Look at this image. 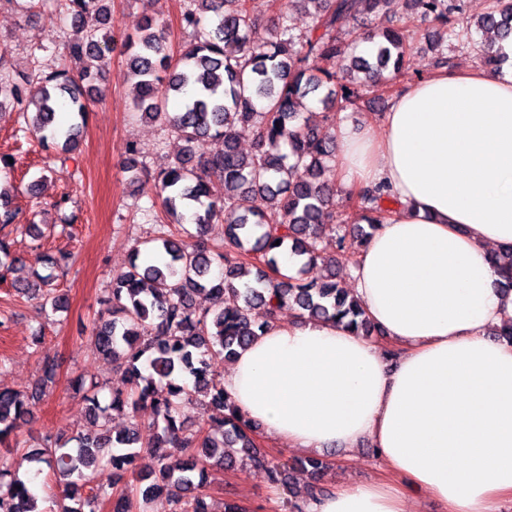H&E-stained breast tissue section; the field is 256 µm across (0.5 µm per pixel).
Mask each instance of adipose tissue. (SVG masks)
<instances>
[{
  "instance_id": "obj_1",
  "label": "adipose tissue",
  "mask_w": 512,
  "mask_h": 512,
  "mask_svg": "<svg viewBox=\"0 0 512 512\" xmlns=\"http://www.w3.org/2000/svg\"><path fill=\"white\" fill-rule=\"evenodd\" d=\"M341 187L387 186L352 272L368 317L400 349L340 324H272L224 374L240 414L288 448L370 443L396 486L341 487L308 512H499L512 499V319L491 261L512 243V72H438L394 100L380 131L331 129Z\"/></svg>"
}]
</instances>
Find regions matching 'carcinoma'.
<instances>
[{
	"label": "carcinoma",
	"instance_id": "cac0c4a2",
	"mask_svg": "<svg viewBox=\"0 0 512 512\" xmlns=\"http://www.w3.org/2000/svg\"><path fill=\"white\" fill-rule=\"evenodd\" d=\"M59 3L71 15L76 39L70 55L79 64V79L70 71L52 69L32 90L9 74L6 52L0 53V108H18L26 129L60 147L64 156L80 144V133L93 102L92 92L105 74L115 50L107 24L109 0H38ZM314 7L307 30L295 33L284 17L270 25L272 36L250 41L259 25L247 0H188L182 26L189 38L177 60L169 53L161 12L145 16L138 33L122 44L132 109L145 120L168 127L185 143L182 152L154 178L168 223L190 222L200 238L189 245L165 229L142 242L158 263L142 266L135 250L127 268L112 276L100 300L90 347L112 360L122 382L78 374L70 381L82 396L90 419L100 423L94 436L63 439L48 434L28 459L31 476L23 479L12 468L10 443L17 422L25 419L55 381L59 364L44 354L29 391H0V512H37L38 497L28 483L40 476L62 488L58 512H135L164 495L172 512H215L205 488L213 466L230 467L225 449L239 446L243 457L268 470L270 484L291 490L286 467L266 458L253 440L258 427L242 420L224 391V378L209 358L228 359L276 321L279 308L292 305L301 316L342 324L359 336H376L354 295L340 287L336 275L318 282L307 278L321 264L334 271L342 256H358L379 226L384 206L393 202L383 186L357 192L360 214L368 228L344 230L336 252L319 247L326 226L336 218L335 188L322 180L336 146L329 132L304 116L307 97L322 92L324 121L332 126L336 114L357 104L367 88L391 69L402 70L410 23L448 21L453 0H288ZM361 12L382 13L388 26L379 33L356 36L375 43L370 57L347 52L342 21ZM482 32L480 56L487 66L506 60L501 42L512 41V5L498 4L473 21ZM318 58H335L339 73L315 67ZM180 102L168 110L169 99ZM80 121L62 131L53 127L64 106ZM250 129L253 152L246 156L238 127ZM140 151L125 148L124 172L129 182L150 176L139 161ZM224 183V199L213 200L209 182ZM8 193L0 188V225L13 223ZM224 225V249L208 246L207 236L219 216ZM288 249L296 257L295 273L279 272L276 253ZM503 288L512 291V244L494 257ZM217 306H202V300ZM193 395L222 414L210 415L195 429L177 417L179 402ZM141 408L150 422L136 418ZM114 415L128 417L125 432L113 434ZM150 438L142 444L154 460L150 473L137 470L142 428ZM184 458L172 461L174 452ZM296 465L310 472L306 499L290 503L291 512H305L309 503L329 495L322 478L328 462L308 458Z\"/></svg>",
	"mask_w": 512,
	"mask_h": 512
}]
</instances>
